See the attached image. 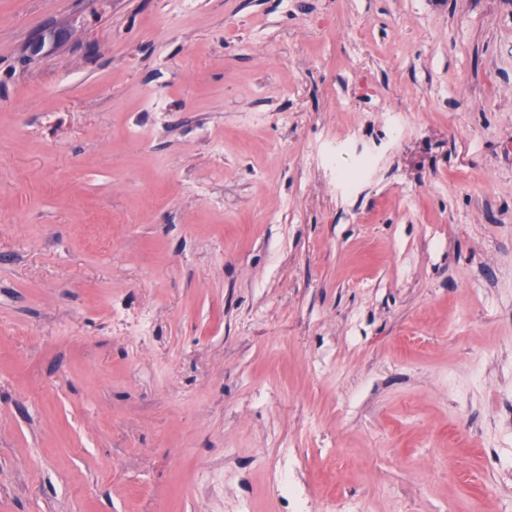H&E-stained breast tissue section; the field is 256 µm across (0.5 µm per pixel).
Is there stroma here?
I'll list each match as a JSON object with an SVG mask.
<instances>
[{
    "mask_svg": "<svg viewBox=\"0 0 512 512\" xmlns=\"http://www.w3.org/2000/svg\"><path fill=\"white\" fill-rule=\"evenodd\" d=\"M286 461L512 512V0H0V512H294Z\"/></svg>",
    "mask_w": 512,
    "mask_h": 512,
    "instance_id": "1",
    "label": "stroma"
}]
</instances>
